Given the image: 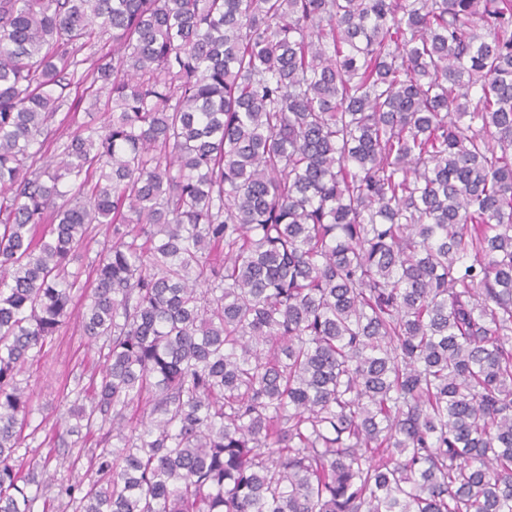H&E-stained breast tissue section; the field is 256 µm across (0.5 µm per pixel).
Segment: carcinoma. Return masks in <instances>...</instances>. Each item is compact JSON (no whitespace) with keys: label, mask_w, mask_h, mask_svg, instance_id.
I'll return each instance as SVG.
<instances>
[{"label":"carcinoma","mask_w":512,"mask_h":512,"mask_svg":"<svg viewBox=\"0 0 512 512\" xmlns=\"http://www.w3.org/2000/svg\"><path fill=\"white\" fill-rule=\"evenodd\" d=\"M50 492L512 512V0H0V512ZM98 365L97 346L88 343L83 336L76 318L61 330L54 338L46 353L30 368V384L34 389L35 414L33 425H37L46 417L42 429L28 448H20L18 454H24L28 460L43 461L49 447H38L46 433H50L53 425L59 420V414L67 405L59 393L60 383L67 375L79 373L82 369H91Z\"/></svg>","instance_id":"carcinoma-1"}]
</instances>
